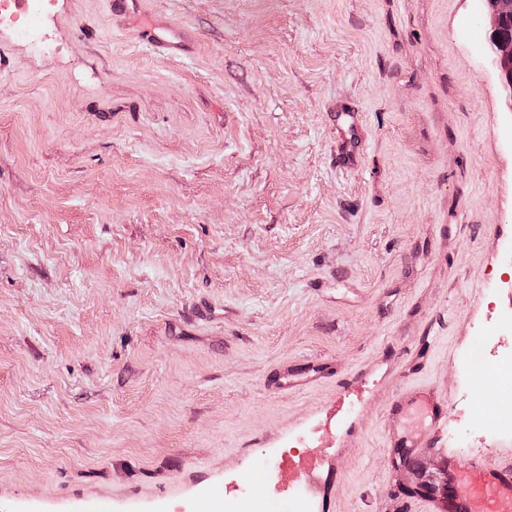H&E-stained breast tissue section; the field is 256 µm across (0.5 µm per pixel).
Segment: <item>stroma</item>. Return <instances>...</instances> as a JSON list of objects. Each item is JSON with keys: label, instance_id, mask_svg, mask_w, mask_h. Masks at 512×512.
Instances as JSON below:
<instances>
[{"label": "stroma", "instance_id": "stroma-1", "mask_svg": "<svg viewBox=\"0 0 512 512\" xmlns=\"http://www.w3.org/2000/svg\"><path fill=\"white\" fill-rule=\"evenodd\" d=\"M188 28L164 58L140 28ZM478 0H54L0 28V512H422L411 384L512 351V110ZM361 158L336 159V110ZM293 385L280 388L282 369ZM247 488L242 500L229 484ZM490 356L488 344L481 337H477L465 353L464 365L468 372L484 371L493 363Z\"/></svg>", "mask_w": 512, "mask_h": 512}]
</instances>
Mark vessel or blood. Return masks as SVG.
I'll return each mask as SVG.
<instances>
[{
	"mask_svg": "<svg viewBox=\"0 0 512 512\" xmlns=\"http://www.w3.org/2000/svg\"><path fill=\"white\" fill-rule=\"evenodd\" d=\"M140 37L164 57H175L194 44L186 28L165 24L148 27ZM344 126L336 139V157L346 166L359 161L361 127L356 113L343 115ZM392 447L407 451V464L419 463L425 449H435L443 461L441 477L444 481L465 480L468 493L451 500L434 497L424 502L423 512H512V462L496 459L487 451L461 457L450 452L440 434L447 425L448 401L431 387H418L395 397L389 406Z\"/></svg>",
	"mask_w": 512,
	"mask_h": 512,
	"instance_id": "vessel-or-blood-1",
	"label": "vessel or blood"
}]
</instances>
